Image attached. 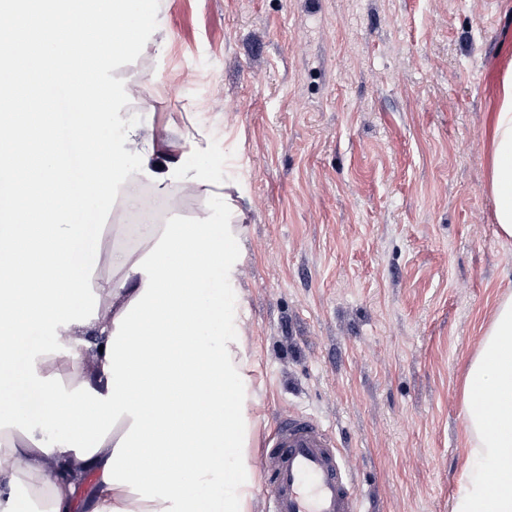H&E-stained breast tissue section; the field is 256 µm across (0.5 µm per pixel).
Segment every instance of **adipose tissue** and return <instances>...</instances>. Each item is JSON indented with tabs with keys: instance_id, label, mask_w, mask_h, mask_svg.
<instances>
[{
	"instance_id": "1",
	"label": "adipose tissue",
	"mask_w": 512,
	"mask_h": 512,
	"mask_svg": "<svg viewBox=\"0 0 512 512\" xmlns=\"http://www.w3.org/2000/svg\"><path fill=\"white\" fill-rule=\"evenodd\" d=\"M0 156L24 149L20 165L0 176V499L27 512L17 494L18 475L37 474L49 489L43 512H73L77 492L94 476L97 493L87 512H249L256 461L249 357L240 317L239 267L233 203L224 223L146 224L134 246L107 251L115 282L95 280V261L61 280L46 266L22 267L12 245L27 241L39 255L58 259L87 242L83 225L60 217L46 234L13 223L8 194L26 187L43 200L70 172L57 148V127L20 124ZM489 191L500 235L512 238V72H505L490 114ZM139 128L88 169L74 206L103 209L123 183L114 173L130 151L137 174L157 192L174 182L205 191L209 181L178 161L144 148ZM206 258L190 265L192 255ZM94 305L83 308L85 294ZM59 328L65 352L31 357L15 322ZM139 333V341L129 333ZM36 394L47 418L61 421L60 438L47 441L21 416L5 386ZM492 390L493 414H468L475 439L466 484L454 512H512V300L498 307L483 347L469 365L465 391ZM151 394L152 404L138 401ZM506 477L490 490L488 471Z\"/></svg>"
}]
</instances>
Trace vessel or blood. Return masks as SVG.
I'll return each mask as SVG.
<instances>
[{"label":"vessel or blood","instance_id":"1","mask_svg":"<svg viewBox=\"0 0 512 512\" xmlns=\"http://www.w3.org/2000/svg\"><path fill=\"white\" fill-rule=\"evenodd\" d=\"M267 512H362L352 465L332 433L300 413L281 418L264 439Z\"/></svg>","mask_w":512,"mask_h":512}]
</instances>
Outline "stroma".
<instances>
[{"instance_id":"1","label":"stroma","mask_w":512,"mask_h":512,"mask_svg":"<svg viewBox=\"0 0 512 512\" xmlns=\"http://www.w3.org/2000/svg\"><path fill=\"white\" fill-rule=\"evenodd\" d=\"M113 70L156 153L202 169L165 222L237 207L252 355L250 452L309 415L357 466L364 512H453L472 438L464 384L512 238L488 189L503 0H160ZM165 52H157L160 42Z\"/></svg>"}]
</instances>
